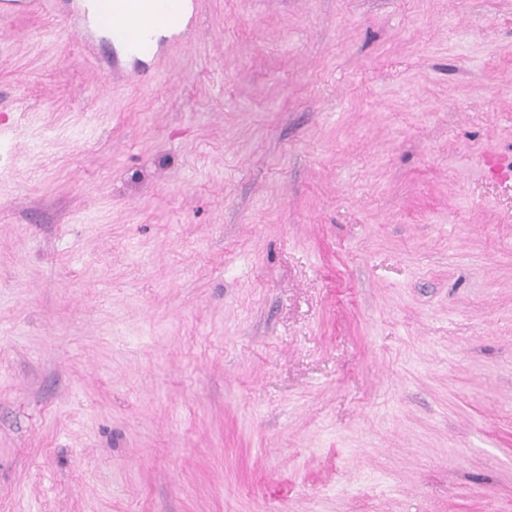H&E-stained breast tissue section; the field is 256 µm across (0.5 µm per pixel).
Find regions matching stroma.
<instances>
[{
  "label": "stroma",
  "instance_id": "1",
  "mask_svg": "<svg viewBox=\"0 0 512 512\" xmlns=\"http://www.w3.org/2000/svg\"><path fill=\"white\" fill-rule=\"evenodd\" d=\"M506 165L512 0L0 18V512H512ZM170 0H158V9L152 14L156 0H104L96 2L98 10L109 12V24L112 41L121 45L122 50L128 46L133 52L136 63H156L165 49L179 42L178 36L169 38L155 37L145 28L147 18L158 28L165 26L167 21L166 5ZM87 11L82 12L79 7L73 6L68 11L64 12L67 18L70 19L73 27L82 36L84 47L86 51H93L97 44L95 43V36L87 26ZM82 22H85L82 26Z\"/></svg>",
  "mask_w": 512,
  "mask_h": 512
}]
</instances>
